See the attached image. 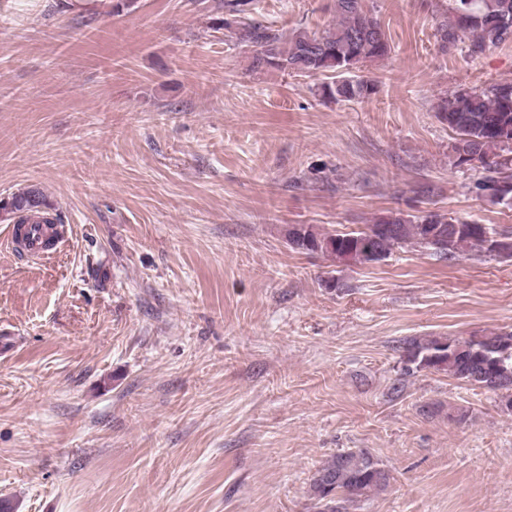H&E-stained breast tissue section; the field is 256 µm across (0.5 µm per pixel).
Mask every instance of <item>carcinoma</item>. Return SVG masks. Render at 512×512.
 <instances>
[{
	"label": "carcinoma",
	"mask_w": 512,
	"mask_h": 512,
	"mask_svg": "<svg viewBox=\"0 0 512 512\" xmlns=\"http://www.w3.org/2000/svg\"><path fill=\"white\" fill-rule=\"evenodd\" d=\"M336 23L323 35L302 28L290 32L253 17L254 0H225L226 17L217 29H231L237 44L251 47V70H278L301 75L331 73L337 79L321 86L335 101L364 99L373 93L368 81L355 75L358 65L385 58L391 47L381 23L366 9L365 0H335ZM441 50L469 39L468 55L512 43V0H448L435 30ZM436 115L454 133L452 151L459 165L477 162L485 176L474 183L475 194L512 207V80L479 92L457 90L441 97ZM40 189L29 187L0 199V216L16 224L42 221L60 224ZM512 239V232L486 224H470L439 211L421 216L401 212L380 217L349 232L320 233L311 225L288 229L296 250L319 251L331 259L370 263L384 259L398 246L410 244L441 260L484 256L482 236ZM417 369L433 368L471 385L508 392L512 401V332H497L468 341L413 340L405 349ZM389 472L364 449L349 448L331 455L313 473V512H348V507L384 490Z\"/></svg>",
	"instance_id": "cac0c4a2"
}]
</instances>
